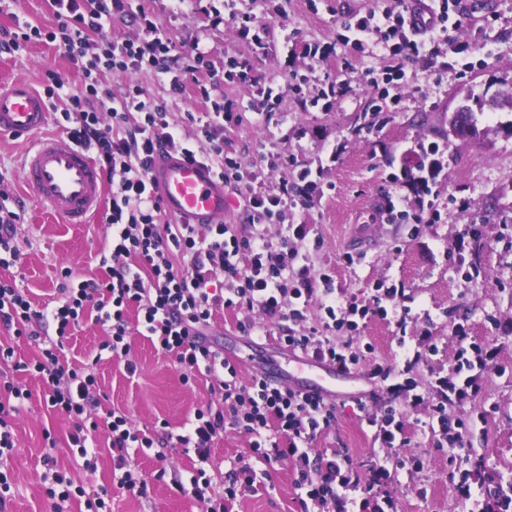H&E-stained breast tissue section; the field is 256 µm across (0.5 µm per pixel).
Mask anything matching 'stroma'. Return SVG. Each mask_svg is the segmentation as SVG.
Returning <instances> with one entry per match:
<instances>
[{
    "mask_svg": "<svg viewBox=\"0 0 512 512\" xmlns=\"http://www.w3.org/2000/svg\"><path fill=\"white\" fill-rule=\"evenodd\" d=\"M460 2L463 23L449 30L448 36L471 43L467 60L474 71L462 78L430 59L408 61L413 85L394 106L378 102L362 81L365 66H385L383 52L348 64L338 43L346 23L381 10L383 0H143L161 34L176 46V67L191 64L196 53L207 55L218 93L244 115L241 125L225 131L224 148L258 171L259 186L273 190L289 176L288 168L267 166L263 157L270 153L293 158L302 168L322 167L323 197L293 188L288 209L295 222L309 224L310 238L319 239L313 261L316 268L332 273L337 294L365 303L381 284L402 291L401 303L409 311L405 331H398L394 320L373 318L338 335V342L350 345L360 360L351 379L339 386L335 420L313 443L315 452L341 451L358 467L385 465L393 476L390 491L398 512H469L470 501L457 492L465 478L486 502L512 497V112L483 109L476 116L478 132L473 137L449 132L456 109L469 97L490 98L500 82L512 81V0H490L485 11L480 0ZM279 6L285 8L286 19L274 18L272 10ZM232 12L249 17L248 31L228 24ZM55 23L49 0H0V31L13 32L26 25L46 31ZM257 33L262 36L258 42L253 39ZM314 43L332 47L333 52L312 66L304 51ZM228 56L246 62L252 74L280 83V106L261 124L250 118L259 98L257 86L224 82ZM50 72L64 81L67 90L81 91L78 69L57 44L35 40L18 52L0 54V82L22 79L38 89ZM286 73L304 76L301 91L283 81ZM336 79L348 82V92L331 105L316 103V96ZM103 82L117 96L129 84L142 86L150 97L165 101L179 137L195 140L197 127L188 115L205 111L206 106L194 89L172 95L145 71L109 72ZM378 105L383 111L375 126L356 127L357 114ZM434 143L439 152L431 173L419 164L422 147ZM23 154L18 143L0 138V184L22 205L21 256L8 274L28 290L33 306L40 309L55 299L62 269H70L77 281L106 277L99 255L110 230L99 215L86 224L58 223L25 187L20 174ZM389 196L405 198L408 219L377 223V210ZM420 199L433 201L439 220L415 223ZM462 203L467 204V212L459 211ZM361 234L369 239V250L350 252L351 239ZM348 252L354 257L350 264L343 259ZM240 319L235 311H220L209 332L217 340L233 337L241 353L256 349L284 359L285 351L276 341L281 328H272L267 338L247 336L238 327ZM459 324L470 340L493 356L482 392L463 406L472 417L458 449L470 460L463 471L450 462L447 449L439 447L438 436L424 427L425 416L413 405L412 395H388L373 375L380 366L407 371L418 393L436 399L437 379L448 377L455 365L454 328ZM401 333L407 336L404 349L397 343ZM104 338L101 325L85 317L65 341L61 356L78 362L99 354L96 388L112 406L126 412L133 428L182 434L210 398L209 379L201 376L184 383L175 358L140 334L131 336L124 359L100 351ZM430 344L436 346V354L427 353ZM408 349L421 351V358L407 363ZM129 360L136 364V374L126 372L124 364ZM14 379L31 390L32 398L14 419L16 448L8 461L12 489L0 512H54L41 484L48 455L86 489H110L112 512H201L193 498L174 486L195 474L199 466L195 456L167 443L132 451L130 463L144 474L148 489L145 497L127 496L113 486V452L106 434L95 435L96 469L72 468L73 421L47 406L40 379L23 372L15 373ZM391 407L405 415L411 443L403 452L419 457L416 469H401L396 456L374 442L369 420ZM48 435L55 448H45ZM250 446L243 430L225 425L223 437L212 449L214 466L208 474L213 484L222 483L236 458L247 454ZM255 469L260 484L235 501L234 512H301L292 462L282 460L270 468L259 463Z\"/></svg>",
    "mask_w": 512,
    "mask_h": 512,
    "instance_id": "35a3bbf8",
    "label": "stroma"
}]
</instances>
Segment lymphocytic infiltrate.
<instances>
[{
  "label": "lymphocytic infiltrate",
  "mask_w": 512,
  "mask_h": 512,
  "mask_svg": "<svg viewBox=\"0 0 512 512\" xmlns=\"http://www.w3.org/2000/svg\"><path fill=\"white\" fill-rule=\"evenodd\" d=\"M57 20L49 41L59 42L78 68L84 89L66 92L64 82L53 79L45 86L47 98L58 100L65 124L64 131L76 145L88 150L106 178L108 208L106 222L112 230L111 241L100 255V265L108 269L107 278L71 282L70 271H62L59 297L53 306L33 308L15 279L6 271L20 255L17 225L19 212L10 209L7 191H0V324L15 336L40 340L35 359L16 357L13 347L0 344V461L14 451L13 417L32 397L29 390L9 381V372H30L41 377L49 388L48 402L56 411L74 419L76 431L70 443L92 468L97 451L91 438L94 431L106 429L110 445L117 454L121 474L120 489L142 497L147 481L128 460L130 449L150 448L158 432L133 429L121 410L107 407V397L95 393V376L90 368L71 366L60 359L63 342L90 311L105 329L102 349L126 357L131 334L127 313L136 309L137 323L156 339L159 348L174 354L184 379L204 372L210 379L212 400L197 410L175 445L183 453H194L200 466L189 483L178 490L205 504L206 512H227L238 496L255 484L253 461L273 465L282 459L296 464L295 487L303 512H348L353 493H360L361 512H395L393 497L386 488L390 478L384 467L362 477L350 459L334 451L310 457V444L335 419L334 408L319 397L269 384L255 376L241 382L233 363L206 341L203 330L209 327L217 309L258 310L262 322L240 323L244 333L266 335L267 324L291 321L292 329L280 342L320 360L350 369L357 365L355 355L346 353L336 334L343 328H357L359 321L371 317L396 318L405 324L407 311L399 302L395 288H377L367 304L337 296L332 277L325 270L311 271L309 229L293 225L295 246L273 242L266 227L285 223L288 217V192L269 193L254 188V175L238 157L224 150L225 128L241 124L242 117L229 100L212 97L207 87L212 66L204 53H197L193 65L175 71L168 61L175 46L161 37L158 28L140 0H50ZM459 0H393L380 15L360 18L343 46L360 57L386 51L390 64L384 72L364 70L366 86L388 98L391 89L407 85V60L424 54L437 55V42L449 28L460 27ZM134 17L141 37L122 40L109 38L106 26L113 14ZM152 72L169 86L174 95L195 86L210 105L196 120L201 141H182L168 121L165 104L147 96L137 84L121 96L103 87L107 72ZM208 160L217 174L228 183L245 186L244 206L250 232L230 234L228 225L211 224L199 231L193 224H164L158 189L149 178L155 159L166 152ZM224 283L222 292H210V282ZM320 307L318 325H306L311 304ZM50 321L55 334L41 337L37 323ZM488 351L471 342L460 345L451 379L443 380L436 400L425 402L414 391L411 379L399 373L377 369L376 375L393 395L414 392V404H427L428 425L446 430L445 443L454 448L461 442L471 421L466 415L449 416L448 409L475 399L482 387L474 369H486ZM244 429L252 435L249 454L238 456L235 467L226 473L223 493H215L204 466L211 459L215 440L225 425ZM44 492L52 500L55 512H63L66 503L83 497L86 512H112L108 490L87 493L62 472L52 474Z\"/></svg>",
  "instance_id": "f902f5d3"
}]
</instances>
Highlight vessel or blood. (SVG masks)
Listing matches in <instances>:
<instances>
[{
    "mask_svg": "<svg viewBox=\"0 0 512 512\" xmlns=\"http://www.w3.org/2000/svg\"><path fill=\"white\" fill-rule=\"evenodd\" d=\"M48 115L45 100L26 82L0 84V136L25 144V185L62 223H87L103 194L101 172L87 151L66 137L43 136ZM150 176L161 190L165 211L180 223L203 227L223 222L224 183L207 165L166 154L155 160ZM262 365L263 375L278 385L331 401L337 381L351 376L349 370L310 358L298 360L291 370L268 359Z\"/></svg>",
    "mask_w": 512,
    "mask_h": 512,
    "instance_id": "obj_1",
    "label": "vessel or blood"
}]
</instances>
